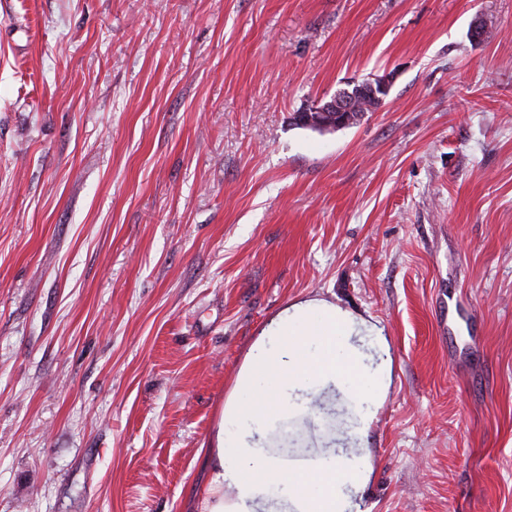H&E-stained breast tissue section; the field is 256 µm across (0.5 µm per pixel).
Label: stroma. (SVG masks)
<instances>
[{
	"mask_svg": "<svg viewBox=\"0 0 512 512\" xmlns=\"http://www.w3.org/2000/svg\"><path fill=\"white\" fill-rule=\"evenodd\" d=\"M309 300L383 328L390 383L272 441L369 410L361 512H512V0H0V512H200ZM379 91L387 94V88H388V78L382 77L378 80V83L375 84H368L359 86L356 85V90L354 88V92L350 90H344L339 92L336 96H334L329 101L325 102H317L307 110L303 111L306 114H304V118L302 119V122L311 124L316 123L319 124V116L318 113H325V112H336V127H344L351 123V120L348 119V115L344 113L353 112L354 115V121L349 125H354L357 123L360 117L365 112H370L372 109L378 107V103L372 99L370 96L364 93H368L372 95L375 98H378L377 96V88ZM361 93V94H359ZM359 94L357 97L356 95ZM356 97V100H355ZM354 101H355V107L356 112H354ZM313 114V115H312Z\"/></svg>",
	"mask_w": 512,
	"mask_h": 512,
	"instance_id": "stroma-1",
	"label": "stroma"
}]
</instances>
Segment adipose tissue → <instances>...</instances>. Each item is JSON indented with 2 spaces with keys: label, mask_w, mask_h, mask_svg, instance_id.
Listing matches in <instances>:
<instances>
[{
  "label": "adipose tissue",
  "mask_w": 512,
  "mask_h": 512,
  "mask_svg": "<svg viewBox=\"0 0 512 512\" xmlns=\"http://www.w3.org/2000/svg\"><path fill=\"white\" fill-rule=\"evenodd\" d=\"M351 315L315 301L293 305L251 347L234 398L224 408L202 512H354L372 471L366 452L259 447L263 423L336 387L360 403L378 400L387 371H371L353 338Z\"/></svg>",
  "instance_id": "obj_1"
}]
</instances>
